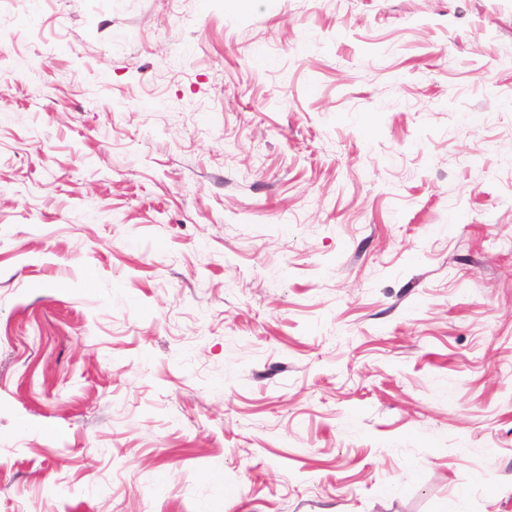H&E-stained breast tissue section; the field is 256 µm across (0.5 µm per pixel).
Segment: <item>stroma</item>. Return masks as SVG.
I'll return each mask as SVG.
<instances>
[{"label":"stroma","mask_w":512,"mask_h":512,"mask_svg":"<svg viewBox=\"0 0 512 512\" xmlns=\"http://www.w3.org/2000/svg\"><path fill=\"white\" fill-rule=\"evenodd\" d=\"M0 512H512V0H0Z\"/></svg>","instance_id":"35a3bbf8"}]
</instances>
